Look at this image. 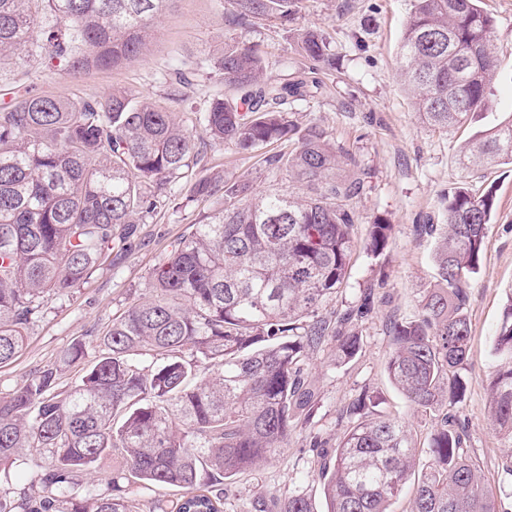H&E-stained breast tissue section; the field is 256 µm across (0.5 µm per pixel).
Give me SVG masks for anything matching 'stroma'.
<instances>
[{"mask_svg":"<svg viewBox=\"0 0 512 512\" xmlns=\"http://www.w3.org/2000/svg\"><path fill=\"white\" fill-rule=\"evenodd\" d=\"M413 4L414 0H304L303 10L289 26L260 21L243 29L234 24L228 0H178L173 10L158 18L147 55L116 69L76 77L65 66L37 58L0 67V106L28 89L60 98H103L116 85L165 105L169 87L164 74L172 58L191 59L223 38L241 36L266 48L268 72L276 78L288 72L297 31L317 30L329 38L336 68L324 74L314 98L295 103L293 118L302 125H320L369 173L362 195L353 203L355 248L347 283L321 310L328 317L368 304V313L356 322L361 349L346 364L337 363L328 347L310 351L303 368L316 391L312 420L297 427L284 450L266 465L227 480L224 512H243L259 491L281 496L294 490L311 499L317 512H325L312 445L317 440L336 444L349 424L347 407L362 393L374 401L368 414L404 419L419 446H426L438 415L414 411L391 383L385 365L393 325L417 315L435 282V241L423 227L444 223L440 198L460 185L477 194L493 190L496 220L479 267L465 286L471 350L462 372L467 389L458 415L468 435L467 453L495 492L499 512H512V472L506 468L512 444L493 430L487 403L495 335L512 293V166L465 172L459 165V149L466 140L512 118V0H483L496 21L492 39L501 66L487 109L448 134L418 119L399 80L400 39ZM197 167L226 177L257 172L252 159L228 144L200 145ZM217 206L214 200L159 206L139 225L125 257L107 262L91 283L69 298L46 302L20 356L0 367V392L8 393L32 372L56 363L74 340L102 334L113 315L145 295L155 266L169 254L172 243ZM377 218L392 224L393 232L386 248L375 254L367 235ZM50 465L47 453L34 450L1 468L0 495H45L41 477Z\"/></svg>","mask_w":512,"mask_h":512,"instance_id":"stroma-1","label":"stroma"}]
</instances>
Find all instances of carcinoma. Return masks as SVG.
<instances>
[{"label": "carcinoma", "mask_w": 512, "mask_h": 512, "mask_svg": "<svg viewBox=\"0 0 512 512\" xmlns=\"http://www.w3.org/2000/svg\"><path fill=\"white\" fill-rule=\"evenodd\" d=\"M177 0H0V63L30 54L65 62L77 75L144 55L156 20ZM237 25L291 23L303 0H231ZM494 18L481 0H415L400 42L399 78L419 119L448 131L489 102L499 66ZM306 69L267 76L260 45L226 37L191 63L175 59L169 99L189 73H205L237 97L208 100L195 117L210 142L260 158L264 179L288 189L260 191L249 176L217 180L196 171L197 135L178 113L124 88L105 98L61 100L26 91L0 108V365L23 350L44 301L90 282L113 252L131 250L137 225L176 196L217 198L153 270L149 296L95 337L99 355L81 384L60 386L61 367L86 356L75 340L61 363L31 374L0 396V467L30 448L54 460L38 500L0 497V512H137L129 487L178 488L153 512H224V481L277 455L314 412L315 390L301 374L305 353L323 345L336 363L358 354L361 337L319 310L350 264L352 200L366 172L345 158L315 123L289 107L314 96L331 60L320 32L297 36ZM460 163L512 165V120L475 136ZM447 221L436 235L437 283L420 313L394 325L391 382L418 412L442 414L427 447L431 466L414 487L410 512H498L464 451L457 405L470 358L464 285L483 256L494 223L492 191L458 186L443 195ZM393 225H369V247L383 250ZM490 387L493 430L512 441V298L495 345ZM151 357L145 365L135 357ZM366 397L322 472L327 512H392L409 482L417 448L406 422L365 419ZM106 458L112 495L91 505L69 494L74 474ZM276 512H314L290 492Z\"/></svg>", "instance_id": "carcinoma-1"}]
</instances>
